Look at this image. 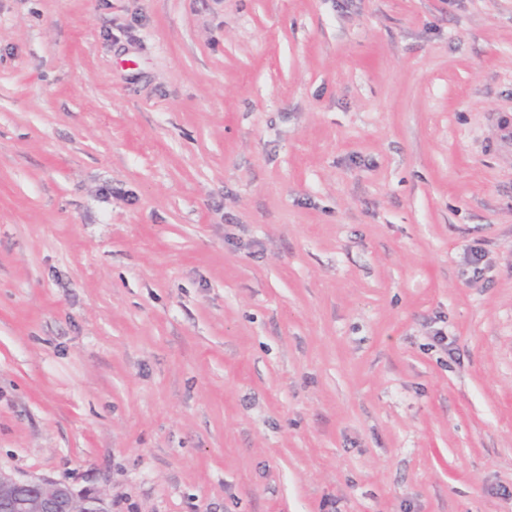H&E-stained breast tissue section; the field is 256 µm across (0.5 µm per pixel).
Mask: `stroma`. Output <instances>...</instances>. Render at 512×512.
<instances>
[{"label": "stroma", "instance_id": "obj_1", "mask_svg": "<svg viewBox=\"0 0 512 512\" xmlns=\"http://www.w3.org/2000/svg\"><path fill=\"white\" fill-rule=\"evenodd\" d=\"M0 467L512 512V0H0Z\"/></svg>", "mask_w": 512, "mask_h": 512}]
</instances>
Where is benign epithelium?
I'll use <instances>...</instances> for the list:
<instances>
[{
    "mask_svg": "<svg viewBox=\"0 0 512 512\" xmlns=\"http://www.w3.org/2000/svg\"><path fill=\"white\" fill-rule=\"evenodd\" d=\"M0 512H110L99 496L79 494L62 482L20 478L0 467Z\"/></svg>",
    "mask_w": 512,
    "mask_h": 512,
    "instance_id": "benign-epithelium-1",
    "label": "benign epithelium"
}]
</instances>
